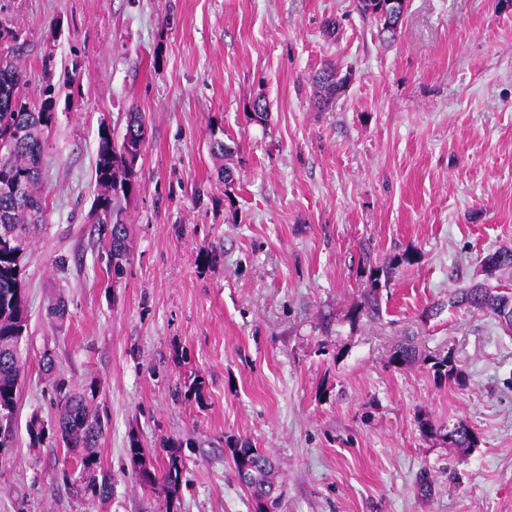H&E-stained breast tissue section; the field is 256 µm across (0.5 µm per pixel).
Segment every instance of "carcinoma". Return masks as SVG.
<instances>
[{
    "instance_id": "obj_1",
    "label": "carcinoma",
    "mask_w": 512,
    "mask_h": 512,
    "mask_svg": "<svg viewBox=\"0 0 512 512\" xmlns=\"http://www.w3.org/2000/svg\"><path fill=\"white\" fill-rule=\"evenodd\" d=\"M358 9L373 17L380 25L379 33L387 41L401 33L396 26L405 11V0H358ZM19 33L6 20H0V187L17 185L16 191L0 190V448L13 447L17 396L25 374L26 358L21 345L27 336L28 315L25 305L23 258L44 222L45 199L41 190L42 136L54 119L52 85H47L39 102L29 101L23 94L26 70L20 67ZM348 83V77L335 64H326L312 78L314 107H327ZM146 125L141 112L126 113L125 132L117 139L105 128L99 129L95 161L97 206L93 224L97 225L99 243L107 257V273L119 279L127 261V225L124 224L122 202L131 199L129 186L136 182V166L126 156L124 139L139 134ZM484 266L487 278L469 287L458 288L448 299L451 307L480 311L506 330H512V289L501 284L503 275L512 276V250L489 254ZM384 268L370 267L365 274L367 297L357 310L370 319L380 316V288ZM418 357L409 343L398 345L390 363L403 365ZM440 380L465 381L462 370L452 355L436 357L431 365ZM56 407L55 440L63 444L74 468L79 471L84 489L91 495L106 498L112 493V474L102 469L98 444L104 433V422L93 408L97 386L75 388L52 381ZM452 445L470 448L477 443L475 433L467 426H453ZM234 474L253 496L274 487L270 458L247 442H226ZM183 478V462L177 452L167 454L162 471L155 469L138 477L150 488L158 485L167 491V512H177L174 494Z\"/></svg>"
}]
</instances>
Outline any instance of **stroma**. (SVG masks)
Returning <instances> with one entry per match:
<instances>
[{"label": "stroma", "instance_id": "obj_1", "mask_svg": "<svg viewBox=\"0 0 512 512\" xmlns=\"http://www.w3.org/2000/svg\"><path fill=\"white\" fill-rule=\"evenodd\" d=\"M0 17L24 42L28 96L56 95L0 512H165L135 479L133 435L158 470V441L181 443L179 512H256L229 439L273 459L275 512H512V334L447 304L512 248V0H406L390 43L357 0H0ZM330 61L351 80L319 110L310 79ZM133 108L147 136L114 282L94 159L100 125L122 136ZM405 254L380 318L357 315L365 264ZM405 339L419 359L390 364ZM46 351L68 385H100L107 499L55 440L29 445L30 420L53 415ZM446 354L464 385L434 378ZM424 420L478 442L449 446Z\"/></svg>", "mask_w": 512, "mask_h": 512}]
</instances>
